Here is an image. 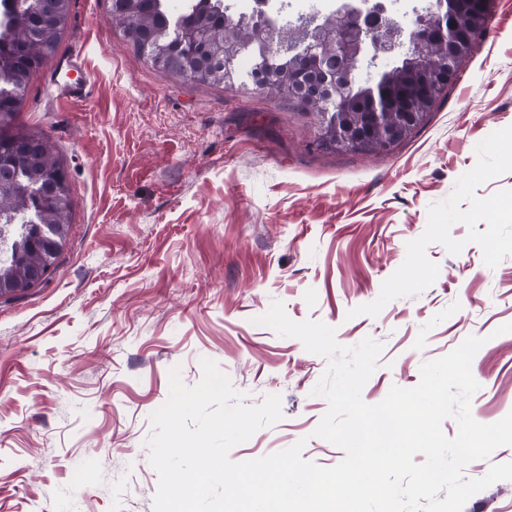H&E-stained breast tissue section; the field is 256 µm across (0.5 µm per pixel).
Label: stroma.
Here are the masks:
<instances>
[{"label":"stroma","instance_id":"35a3bbf8","mask_svg":"<svg viewBox=\"0 0 512 512\" xmlns=\"http://www.w3.org/2000/svg\"><path fill=\"white\" fill-rule=\"evenodd\" d=\"M110 0H72L56 55L31 79L17 125L47 134L71 187L62 256L24 297L0 299V512H152L150 415L180 367L214 360L247 404L280 395L282 419L235 461L316 437L325 357L255 325L273 301L382 345L362 390L382 401L467 337L471 413L512 412V0H491L470 61L414 136L378 155L326 150L312 116L253 91L251 54L232 83L154 70L108 20ZM82 49L90 102L48 83Z\"/></svg>","mask_w":512,"mask_h":512}]
</instances>
